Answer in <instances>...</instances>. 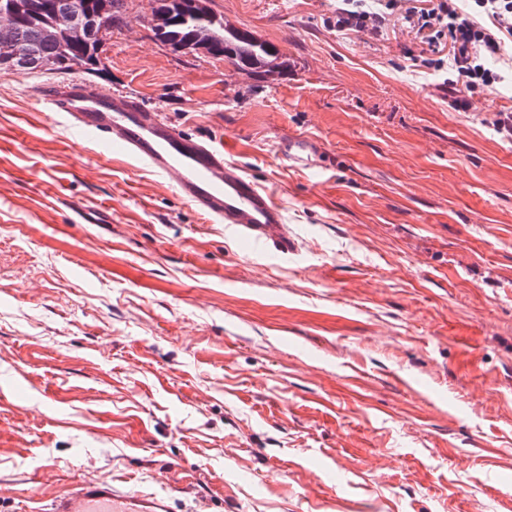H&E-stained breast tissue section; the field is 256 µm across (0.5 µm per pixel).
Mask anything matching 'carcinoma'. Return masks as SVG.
I'll list each match as a JSON object with an SVG mask.
<instances>
[{"mask_svg": "<svg viewBox=\"0 0 512 512\" xmlns=\"http://www.w3.org/2000/svg\"><path fill=\"white\" fill-rule=\"evenodd\" d=\"M123 0H0L7 17L0 22V45H12L20 55L12 69L27 74L46 71L68 74L74 67L90 72L95 69L99 34L83 41L72 40L68 30L58 25V17L76 5L102 14L103 30L110 31L120 21ZM154 36L178 49L200 50L224 57L246 74L259 75L276 67L278 50L265 42L257 43L246 30L227 28L212 11L196 13L187 0H158Z\"/></svg>", "mask_w": 512, "mask_h": 512, "instance_id": "cac0c4a2", "label": "carcinoma"}]
</instances>
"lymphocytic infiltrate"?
<instances>
[{
	"label": "lymphocytic infiltrate",
	"mask_w": 512,
	"mask_h": 512,
	"mask_svg": "<svg viewBox=\"0 0 512 512\" xmlns=\"http://www.w3.org/2000/svg\"><path fill=\"white\" fill-rule=\"evenodd\" d=\"M336 27L341 31L379 34L391 18L425 33L434 58L431 65H450L455 78L453 103L467 110L469 94L491 91L502 83V71L489 67V59L502 56V44L512 37V0H339ZM487 16L491 27L479 24ZM450 44L449 58L439 56L442 44Z\"/></svg>",
	"instance_id": "f902f5d3"
}]
</instances>
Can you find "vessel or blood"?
Masks as SVG:
<instances>
[{
    "mask_svg": "<svg viewBox=\"0 0 512 512\" xmlns=\"http://www.w3.org/2000/svg\"><path fill=\"white\" fill-rule=\"evenodd\" d=\"M41 100L74 140L100 153L130 157L171 178L179 195L203 217L224 224L246 243H273L288 251L285 220L270 193L224 159L220 143L172 128L133 96L101 93L73 82L44 92ZM43 512H175L170 497L134 491L86 476L71 482Z\"/></svg>",
    "mask_w": 512,
    "mask_h": 512,
    "instance_id": "1",
    "label": "vessel or blood"
}]
</instances>
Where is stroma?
Listing matches in <instances>:
<instances>
[{
	"instance_id": "35a3bbf8",
	"label": "stroma",
	"mask_w": 512,
	"mask_h": 512,
	"mask_svg": "<svg viewBox=\"0 0 512 512\" xmlns=\"http://www.w3.org/2000/svg\"><path fill=\"white\" fill-rule=\"evenodd\" d=\"M266 80L124 0L95 73L0 69V500L93 465L217 512H512V79L448 105L420 37L336 0H208ZM134 94L284 209L260 255L172 183L73 144L40 92ZM307 137L318 166L283 151ZM99 215L95 224L82 211Z\"/></svg>"
}]
</instances>
